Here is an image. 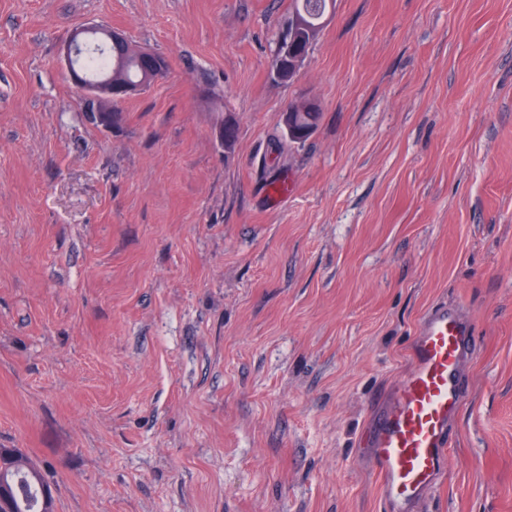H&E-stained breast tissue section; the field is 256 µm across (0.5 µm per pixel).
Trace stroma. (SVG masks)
<instances>
[{
	"instance_id": "1",
	"label": "stroma",
	"mask_w": 512,
	"mask_h": 512,
	"mask_svg": "<svg viewBox=\"0 0 512 512\" xmlns=\"http://www.w3.org/2000/svg\"><path fill=\"white\" fill-rule=\"evenodd\" d=\"M293 8L0 0V448L55 512H384L360 434L438 303L476 345L417 512H512V0H336L283 83ZM91 23L167 63L108 128ZM301 55L291 46L280 53L277 65L273 68L274 77L282 82H287L293 78L300 64Z\"/></svg>"
}]
</instances>
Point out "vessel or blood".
<instances>
[{
  "label": "vessel or blood",
  "instance_id": "obj_1",
  "mask_svg": "<svg viewBox=\"0 0 512 512\" xmlns=\"http://www.w3.org/2000/svg\"><path fill=\"white\" fill-rule=\"evenodd\" d=\"M474 340L472 323L458 307H430L410 344V369L388 399L372 405L360 445L375 462L386 512H415L439 483Z\"/></svg>",
  "mask_w": 512,
  "mask_h": 512
}]
</instances>
